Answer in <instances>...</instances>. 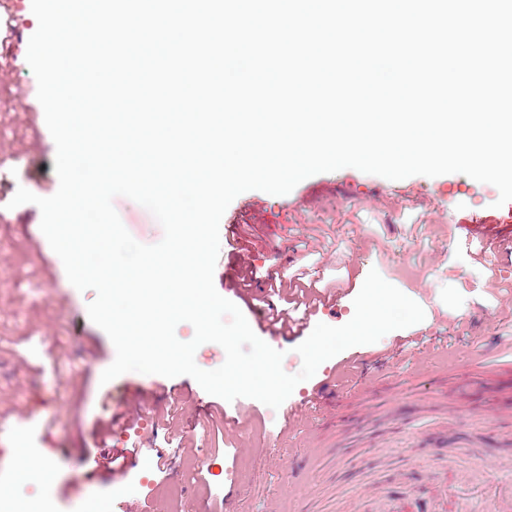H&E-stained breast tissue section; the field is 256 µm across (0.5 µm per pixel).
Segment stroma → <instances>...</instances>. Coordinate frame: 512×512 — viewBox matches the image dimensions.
Returning <instances> with one entry per match:
<instances>
[{
  "instance_id": "35a3bbf8",
  "label": "stroma",
  "mask_w": 512,
  "mask_h": 512,
  "mask_svg": "<svg viewBox=\"0 0 512 512\" xmlns=\"http://www.w3.org/2000/svg\"><path fill=\"white\" fill-rule=\"evenodd\" d=\"M31 13V0H0V482L39 493L14 471L21 439L56 471L53 512H87L92 501L105 512H370L430 490L444 466L449 498L493 512L512 490V249L492 258L482 239L460 245L455 223H498L508 209L497 188L461 173L393 181L348 167L283 196L242 193L221 219L214 284L249 325L270 303L312 327L343 325L373 269L424 320L323 362L278 409L225 401L185 375L101 383L116 352L88 317L94 291L68 281L36 205L8 206L18 187L48 197L59 186L26 61ZM113 204L137 241L162 239L144 207ZM240 267L259 274L247 296L230 285ZM275 272L298 277L292 303L270 292ZM133 384L145 409L110 432ZM106 435L138 451L124 473L94 462ZM474 448L485 451L480 485L456 476Z\"/></svg>"
}]
</instances>
